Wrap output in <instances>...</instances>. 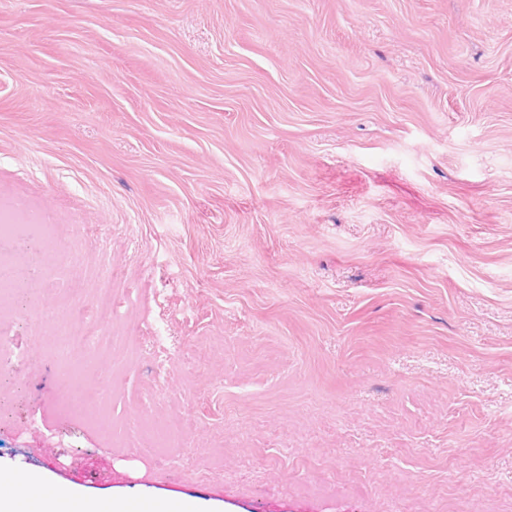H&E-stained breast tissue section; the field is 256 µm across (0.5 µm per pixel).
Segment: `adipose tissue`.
Listing matches in <instances>:
<instances>
[{"mask_svg":"<svg viewBox=\"0 0 512 512\" xmlns=\"http://www.w3.org/2000/svg\"><path fill=\"white\" fill-rule=\"evenodd\" d=\"M25 484L30 493L29 503L0 491V512H23L28 506L33 512H104L100 501L73 491L47 488L38 475L26 476Z\"/></svg>","mask_w":512,"mask_h":512,"instance_id":"obj_1","label":"adipose tissue"}]
</instances>
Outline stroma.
Here are the masks:
<instances>
[{"label":"stroma","mask_w":512,"mask_h":512,"mask_svg":"<svg viewBox=\"0 0 512 512\" xmlns=\"http://www.w3.org/2000/svg\"><path fill=\"white\" fill-rule=\"evenodd\" d=\"M1 197L103 228L130 329L74 409L0 309V473L512 512V0H0Z\"/></svg>","instance_id":"obj_1"}]
</instances>
